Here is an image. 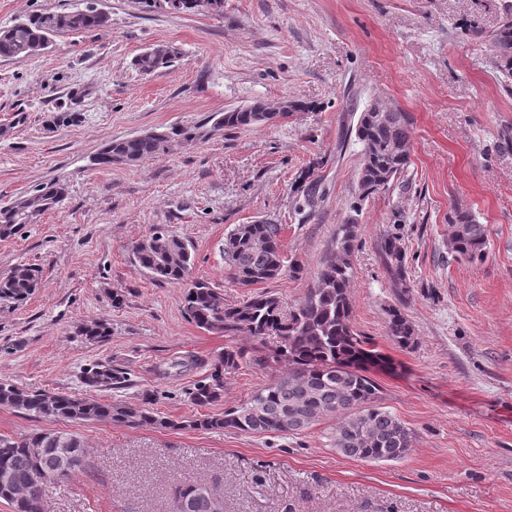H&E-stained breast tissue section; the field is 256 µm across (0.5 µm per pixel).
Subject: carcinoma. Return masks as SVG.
I'll return each mask as SVG.
<instances>
[{"mask_svg": "<svg viewBox=\"0 0 512 512\" xmlns=\"http://www.w3.org/2000/svg\"><path fill=\"white\" fill-rule=\"evenodd\" d=\"M108 24L94 9L36 13L10 26L0 28V59L24 56L21 46H38L63 32L102 31ZM486 41L492 52L493 65L507 82L504 90L512 94V3L507 0L497 28ZM177 48L168 54L142 53L134 59V67L143 74L172 65L179 58ZM211 120L218 129L248 128L258 125L254 114L241 108L215 113ZM413 123L405 112H396L386 126L375 113L361 112L355 126V138L362 145V163L358 173L359 198L365 199L400 180L410 162ZM164 152V140L149 134L108 141L96 157L97 164L110 166L121 158L137 165ZM46 208L61 202L65 184L57 181L39 186ZM17 209L0 207V238H6L26 223ZM453 226L451 252L465 260L485 254L486 226L472 213L453 208L448 213ZM283 225L270 221L237 225L227 236L235 238L232 249L224 251V265L232 283L241 288L274 281L284 274H299L300 266L287 261L281 237ZM357 223L349 219L336 234L334 246L327 255L312 287L293 308H286L279 297L268 291L255 292L239 302L230 303L201 280H188L192 256L188 245L167 232L157 239L159 248L133 251L136 264L160 281L186 288L184 312L198 328L229 336L245 333L256 339L276 336L280 345L255 358L267 368L288 363V373L275 377L258 388L247 402L219 414H207L176 422L158 418L149 407L148 398L136 406L119 402H101L93 396L76 398L64 393L28 391L8 382H0V405L13 407L23 414L48 420L89 422L108 420L134 427L150 424L160 428L246 434H297L324 417L339 418L330 437L331 444L342 455L368 462L395 461L412 448V435L399 419L376 404L377 386L366 375L370 365L385 363L382 353L360 336L352 325L349 257L356 248ZM398 237L386 234L380 249L387 273L395 282L405 280L406 254L397 245ZM176 249L183 253L177 267L160 261L158 249ZM40 271L30 265L14 267L0 279V304L17 303L28 298L37 288ZM388 336L407 347L413 342L414 330L406 315L398 308L388 312ZM244 360V352L226 347L210 365V372L189 389L190 402L208 407L224 397V377L236 371ZM84 384L94 391L122 388L128 385V372L120 364L97 362L83 370ZM76 450L74 469L85 465L86 451L74 435L63 432H32L13 438L0 436V471L10 476L0 483V500L14 512H41L46 483H61L72 471L60 469L55 449ZM187 500L190 512H215L221 503L215 493H198L187 483L175 489L173 500Z\"/></svg>", "mask_w": 512, "mask_h": 512, "instance_id": "1", "label": "carcinoma"}]
</instances>
